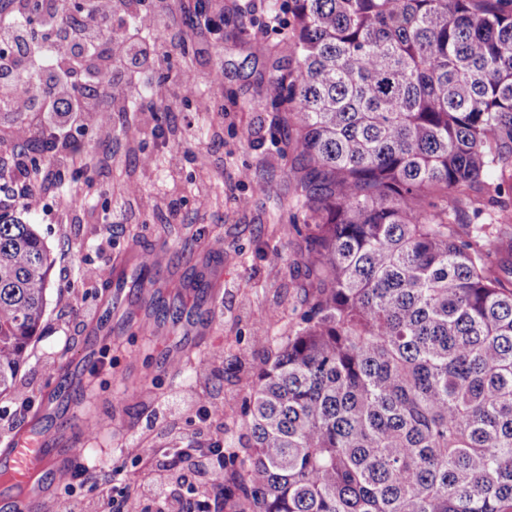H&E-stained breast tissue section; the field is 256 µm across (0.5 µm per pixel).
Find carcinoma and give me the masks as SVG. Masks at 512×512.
Wrapping results in <instances>:
<instances>
[{"mask_svg": "<svg viewBox=\"0 0 512 512\" xmlns=\"http://www.w3.org/2000/svg\"><path fill=\"white\" fill-rule=\"evenodd\" d=\"M317 286L256 373L251 512H512V0H288ZM0 212V394L46 306Z\"/></svg>", "mask_w": 512, "mask_h": 512, "instance_id": "1", "label": "carcinoma"}]
</instances>
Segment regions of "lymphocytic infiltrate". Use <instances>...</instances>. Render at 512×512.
Here are the masks:
<instances>
[{
    "instance_id": "obj_1",
    "label": "lymphocytic infiltrate",
    "mask_w": 512,
    "mask_h": 512,
    "mask_svg": "<svg viewBox=\"0 0 512 512\" xmlns=\"http://www.w3.org/2000/svg\"><path fill=\"white\" fill-rule=\"evenodd\" d=\"M58 0H44L41 43H33L27 0H0V111L25 117L18 139L36 141L47 156L51 177L75 165L71 130L99 118L101 109L94 84L96 70L111 76L107 93L114 108H123L140 69L155 61L165 40L142 41L123 34L118 45L104 41L114 27L107 0H92L74 22L61 23Z\"/></svg>"
}]
</instances>
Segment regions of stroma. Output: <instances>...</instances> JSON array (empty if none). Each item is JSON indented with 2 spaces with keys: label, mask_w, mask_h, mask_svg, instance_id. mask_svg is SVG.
Here are the masks:
<instances>
[{
  "label": "stroma",
  "mask_w": 512,
  "mask_h": 512,
  "mask_svg": "<svg viewBox=\"0 0 512 512\" xmlns=\"http://www.w3.org/2000/svg\"><path fill=\"white\" fill-rule=\"evenodd\" d=\"M140 10L169 36L147 76L160 92L155 111L103 101V124L74 132L87 161L13 210L35 224L53 268L16 390L0 396V440L22 428L84 436L128 477L129 512H148L147 486L191 441L227 446L206 473L187 469L183 498L216 473L240 474L255 373L300 325L315 282L297 205L307 171L284 105L267 93L289 68L286 0L252 14L242 0H142ZM185 73L196 85L188 97ZM151 251L149 280L115 295L116 275ZM215 402L223 417L209 415ZM106 480L54 482L49 497L102 512Z\"/></svg>",
  "instance_id": "stroma-1"
}]
</instances>
